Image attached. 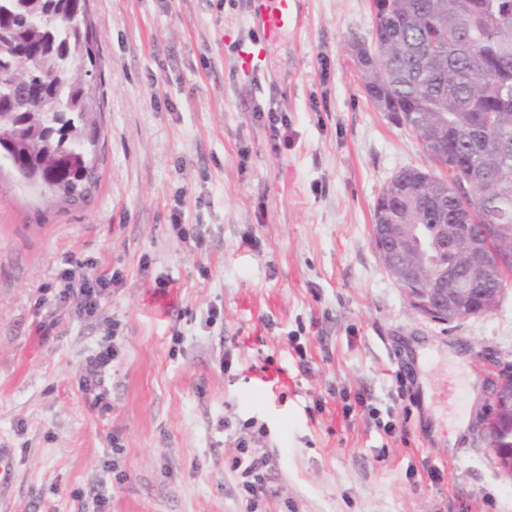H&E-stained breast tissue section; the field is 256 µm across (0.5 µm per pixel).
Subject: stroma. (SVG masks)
I'll use <instances>...</instances> for the list:
<instances>
[{
    "instance_id": "obj_1",
    "label": "stroma",
    "mask_w": 512,
    "mask_h": 512,
    "mask_svg": "<svg viewBox=\"0 0 512 512\" xmlns=\"http://www.w3.org/2000/svg\"><path fill=\"white\" fill-rule=\"evenodd\" d=\"M296 3L299 26L268 41L255 0H91L106 64L92 198L53 209L0 177V512H92L100 491L111 512H247L233 441L253 420L271 458L258 512H512L472 429L495 363L512 365V287L451 325L411 310L373 249V206L401 169L434 166L364 94L350 45L371 40L370 0ZM177 208L204 246L177 236ZM70 254L124 281L98 317L64 311L40 335ZM110 319L102 414L82 374ZM358 393L403 434L347 420Z\"/></svg>"
}]
</instances>
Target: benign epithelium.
<instances>
[{"label": "benign epithelium", "instance_id": "7a95c632", "mask_svg": "<svg viewBox=\"0 0 512 512\" xmlns=\"http://www.w3.org/2000/svg\"><path fill=\"white\" fill-rule=\"evenodd\" d=\"M352 55L366 73L378 71L375 54L363 43L351 45ZM500 225L491 227L494 246L476 235L468 224H436L430 235L419 234L410 224L383 222L372 225V244L381 261L398 269V281L414 313L439 324L461 322L492 311L505 288L484 289L486 281L501 278L502 264L512 261V251L500 247L505 235ZM448 250L458 263L434 266L437 249ZM479 441L486 445L494 465L512 471V367L498 370L476 420Z\"/></svg>", "mask_w": 512, "mask_h": 512}]
</instances>
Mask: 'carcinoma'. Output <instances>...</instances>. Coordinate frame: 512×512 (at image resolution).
Returning a JSON list of instances; mask_svg holds the SVG:
<instances>
[{
	"label": "carcinoma",
	"mask_w": 512,
	"mask_h": 512,
	"mask_svg": "<svg viewBox=\"0 0 512 512\" xmlns=\"http://www.w3.org/2000/svg\"><path fill=\"white\" fill-rule=\"evenodd\" d=\"M90 0H0V173L46 200L74 206L98 184L104 60ZM373 51L390 81L366 75L376 103L423 140L443 123V150L427 154L446 176L422 172L429 196L381 195L407 224L467 223L512 232V0H389L373 18Z\"/></svg>",
	"instance_id": "obj_1"
}]
</instances>
